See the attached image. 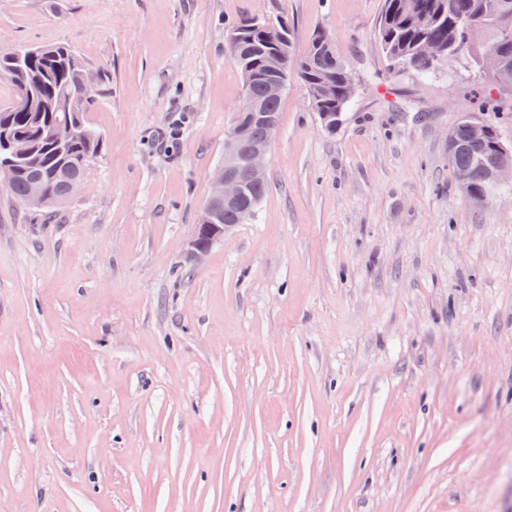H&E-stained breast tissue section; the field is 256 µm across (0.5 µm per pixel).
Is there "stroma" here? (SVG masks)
Returning <instances> with one entry per match:
<instances>
[{"label": "stroma", "instance_id": "35a3bbf8", "mask_svg": "<svg viewBox=\"0 0 512 512\" xmlns=\"http://www.w3.org/2000/svg\"><path fill=\"white\" fill-rule=\"evenodd\" d=\"M381 0H0L72 46L105 140L53 212L0 192V512H512V189L448 159L469 60L394 70ZM328 33L335 132L289 78L254 222L188 243L243 103L241 19Z\"/></svg>", "mask_w": 512, "mask_h": 512}]
</instances>
